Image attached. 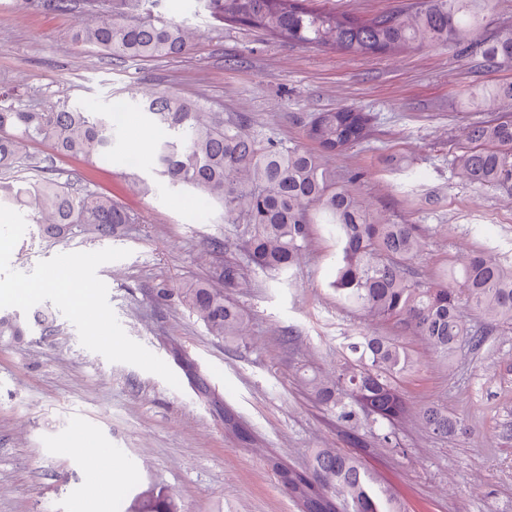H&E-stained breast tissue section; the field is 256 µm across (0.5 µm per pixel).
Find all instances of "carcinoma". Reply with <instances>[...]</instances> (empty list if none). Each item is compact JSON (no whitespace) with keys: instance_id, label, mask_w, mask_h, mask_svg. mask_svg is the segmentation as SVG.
Wrapping results in <instances>:
<instances>
[{"instance_id":"1","label":"carcinoma","mask_w":512,"mask_h":512,"mask_svg":"<svg viewBox=\"0 0 512 512\" xmlns=\"http://www.w3.org/2000/svg\"><path fill=\"white\" fill-rule=\"evenodd\" d=\"M150 0H110L109 10L78 32L83 44L112 57L146 60L189 53L193 33L162 21ZM212 16L228 25L261 29L281 41L331 47L342 52L378 54L412 46H441L468 56L488 69L512 65V22L489 37L491 0H405L401 7L358 20L310 6V0H206ZM473 108L496 105L504 112L467 127L469 146L453 155L452 166L471 184L512 185V83L470 88ZM140 107L161 132L153 150L155 173L174 189H192L222 210L234 225L248 264L273 277L298 267L312 224H327L336 242V297L372 321H393L422 337L445 359L465 345L477 349L485 331L465 325L460 303L466 301L491 327L512 329V264L475 251L459 267L442 272L441 282L417 276L411 261L426 245L414 224H387L365 205L350 185L339 186L326 157L341 153L368 135L369 118L350 107L320 112L306 125L315 152L255 134L243 118H226L198 102L168 90L148 93ZM47 142L56 156L94 166L112 155L117 144L108 112H88L62 102L36 111L22 95L0 94V173L27 155L25 144ZM40 176L25 187L0 178V202L25 211L42 238L62 241L81 236L108 238L125 234L141 216L111 195L62 182L49 168L31 160ZM244 280L238 264L224 266L222 285L196 281L180 289L182 303L208 334L228 343L248 336V322L225 290ZM43 336L57 334L49 308L33 314ZM29 322L17 314L0 315V342H20ZM348 353L329 377L308 380L311 394L352 429L353 440L367 426L384 428L379 439L397 447L395 424L410 412L398 379L410 370L405 344L393 336H353ZM417 416L436 435L451 434L460 418L439 404ZM279 482L302 512H399L391 488L379 482L354 456L338 448H318L309 465L284 469L267 459ZM135 512H181L178 499L150 486L135 499Z\"/></svg>"}]
</instances>
